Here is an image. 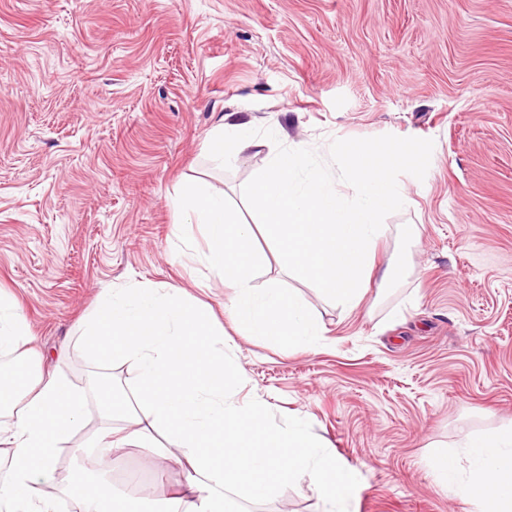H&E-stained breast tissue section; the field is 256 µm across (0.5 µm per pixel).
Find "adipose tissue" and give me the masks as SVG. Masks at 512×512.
Wrapping results in <instances>:
<instances>
[{"label":"adipose tissue","mask_w":512,"mask_h":512,"mask_svg":"<svg viewBox=\"0 0 512 512\" xmlns=\"http://www.w3.org/2000/svg\"><path fill=\"white\" fill-rule=\"evenodd\" d=\"M256 144L247 124L229 123L212 136L208 152L229 163ZM80 340L96 363L128 366L134 388L94 380L79 391L59 373H42L25 319L15 303L0 299V356L21 354L26 366L23 383L0 375V442L14 447L0 477V512H58L44 487L55 478L57 449L70 443L92 403L104 427L78 449L84 467L69 493L79 512H238L226 492L260 501L303 480L321 512H349L353 470L333 461L307 427L277 425L264 402L237 399L241 372L225 363L223 337L182 289L104 293ZM131 444L144 449L152 469L173 456L184 461V491L171 498L116 491L104 475L113 455ZM430 466L439 486L476 512H512V424L469 438L463 455L437 452Z\"/></svg>","instance_id":"obj_1"}]
</instances>
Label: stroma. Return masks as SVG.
<instances>
[{
    "mask_svg": "<svg viewBox=\"0 0 512 512\" xmlns=\"http://www.w3.org/2000/svg\"><path fill=\"white\" fill-rule=\"evenodd\" d=\"M328 159L333 140L434 142L400 175L378 268L352 313L290 274L271 240L255 287L281 283L326 328L291 352L224 314L208 242L172 205L185 184L243 186L276 144L230 164L228 123ZM193 246H179L181 232ZM176 285L224 330L239 398L304 423L358 488L349 512H469L429 458L512 424V0H0V293L78 388V339L105 289ZM242 512H319L279 488ZM226 140L236 143L237 152L227 149ZM260 145L252 135L246 123H229L221 126L209 141L208 152L212 158L222 164L231 163L240 151Z\"/></svg>",
    "mask_w": 512,
    "mask_h": 512,
    "instance_id": "stroma-1",
    "label": "stroma"
}]
</instances>
